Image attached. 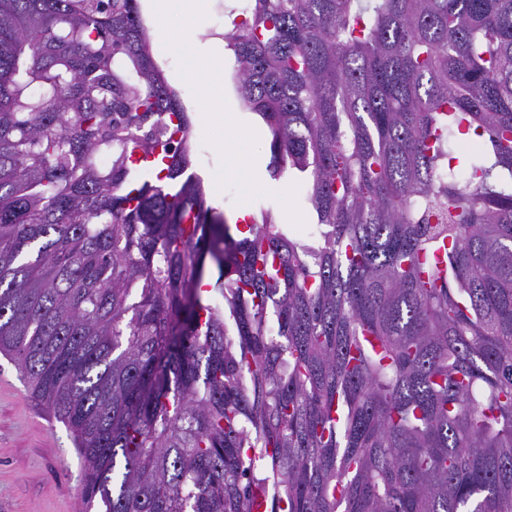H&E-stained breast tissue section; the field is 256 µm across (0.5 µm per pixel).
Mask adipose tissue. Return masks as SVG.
<instances>
[{"label":"adipose tissue","mask_w":512,"mask_h":512,"mask_svg":"<svg viewBox=\"0 0 512 512\" xmlns=\"http://www.w3.org/2000/svg\"><path fill=\"white\" fill-rule=\"evenodd\" d=\"M153 21L163 49L170 54L189 52L190 63L185 78L197 82L201 96L213 103L208 123L220 125L229 122L233 106L224 92V42L214 38L203 52L190 51L189 43L195 31L201 29V0H151ZM251 131L239 130L233 140H221L218 150L225 156L224 175L228 178L251 179L256 162L248 150Z\"/></svg>","instance_id":"adipose-tissue-1"}]
</instances>
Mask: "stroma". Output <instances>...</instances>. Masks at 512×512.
<instances>
[{
    "label": "stroma",
    "instance_id": "obj_1",
    "mask_svg": "<svg viewBox=\"0 0 512 512\" xmlns=\"http://www.w3.org/2000/svg\"><path fill=\"white\" fill-rule=\"evenodd\" d=\"M169 86L174 89L193 121L195 149L191 171L204 185L222 179L224 155L215 147L216 137L202 120L208 103L198 98L193 85L180 79L188 65L184 55L156 60ZM245 127L260 128L252 142L264 170L251 187L236 180H222L220 198L211 206L233 221L241 206L251 211L269 208L276 223L307 237V227L316 217L307 197L308 184L300 178L290 183L273 177L269 164L271 136L264 120L245 106H238ZM81 462L68 428L51 418L28 391L15 364L0 355V512H82Z\"/></svg>",
    "mask_w": 512,
    "mask_h": 512
}]
</instances>
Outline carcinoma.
<instances>
[{
	"instance_id": "obj_1",
	"label": "carcinoma",
	"mask_w": 512,
	"mask_h": 512,
	"mask_svg": "<svg viewBox=\"0 0 512 512\" xmlns=\"http://www.w3.org/2000/svg\"><path fill=\"white\" fill-rule=\"evenodd\" d=\"M235 14L310 243L208 205L137 0H0V353L85 512H512V0Z\"/></svg>"
}]
</instances>
